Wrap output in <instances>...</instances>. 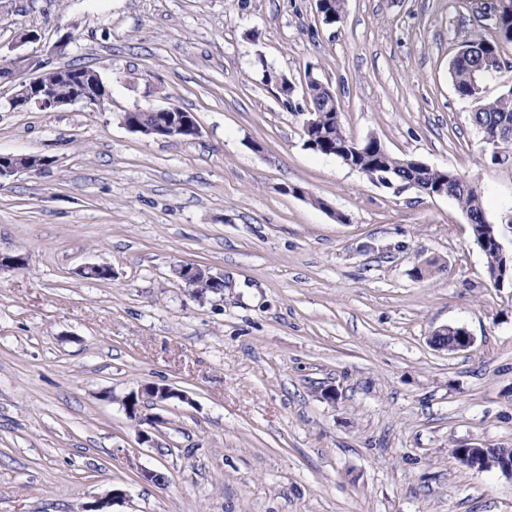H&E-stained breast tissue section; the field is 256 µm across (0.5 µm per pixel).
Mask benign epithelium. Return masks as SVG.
I'll return each mask as SVG.
<instances>
[{
    "instance_id": "obj_1",
    "label": "benign epithelium",
    "mask_w": 512,
    "mask_h": 512,
    "mask_svg": "<svg viewBox=\"0 0 512 512\" xmlns=\"http://www.w3.org/2000/svg\"><path fill=\"white\" fill-rule=\"evenodd\" d=\"M41 69L43 63L33 61L28 55L16 53L15 57L0 65V84L9 83L13 86V93L6 99L4 106L12 111L39 109L51 111L70 104L83 106H104L111 95L110 87L102 75L90 70L87 72H72L68 69L57 70L60 82L72 85L73 92L62 97L55 94L50 88L41 82ZM138 109L128 110L121 115L122 124L134 133H142L160 139L183 138L184 132L193 130V134H199V126L196 118L183 116V109L170 105L153 109L159 114L155 122L144 125L138 119ZM46 160L37 154H2L0 153V180L11 177L19 172H37L45 167ZM173 272L187 287L198 293L194 286L200 282L213 285V291H223L224 278L211 274L207 269L194 263H181L173 268ZM458 341L450 344L448 341H440L439 337L448 334V326L436 329L430 338V344L449 353H455L469 347L473 343V337L464 328H459ZM185 395L167 386L144 384L131 391L125 397V410L129 417L140 422H150L149 417L141 415V402L147 400L154 405H161L171 399H183ZM488 455L485 445L470 444L457 453V459L464 465L481 470L485 467ZM124 498V492L116 489L108 495L99 498L84 512H110V507L116 501Z\"/></svg>"
}]
</instances>
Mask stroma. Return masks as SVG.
<instances>
[{"mask_svg":"<svg viewBox=\"0 0 512 512\" xmlns=\"http://www.w3.org/2000/svg\"><path fill=\"white\" fill-rule=\"evenodd\" d=\"M494 5L346 0L328 25L316 0H8L0 57L41 30L28 53L99 71L112 99L0 111V153L49 161L0 184V254L25 258L0 273V512H83L115 488L111 512H512L511 477L453 455L512 448V288L453 199L305 149L265 77L315 76L353 139L478 183L511 254L512 161L491 162L449 73L494 39ZM170 104L197 137L119 118ZM183 262L223 292L195 297ZM444 325L473 345L433 348ZM149 383L186 398L145 425L123 401ZM173 272L177 278H179L187 288H192V292L202 298L199 295V292L194 286L200 282H208L213 285L214 293H218L223 291L224 288V278L222 276H217L211 274L207 269L202 268L194 263H181L177 264L173 268ZM484 444H470L463 448H459L457 459L464 465L483 470L488 455Z\"/></svg>","mask_w":512,"mask_h":512,"instance_id":"stroma-1","label":"stroma"}]
</instances>
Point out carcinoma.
Masks as SVG:
<instances>
[{
  "instance_id": "1",
  "label": "carcinoma",
  "mask_w": 512,
  "mask_h": 512,
  "mask_svg": "<svg viewBox=\"0 0 512 512\" xmlns=\"http://www.w3.org/2000/svg\"><path fill=\"white\" fill-rule=\"evenodd\" d=\"M495 30L494 40L476 34L466 41L469 54L461 58L453 57L449 66L456 94L470 101L471 111L475 112L474 125L479 127L483 137L489 139L500 134L503 124L512 127V87L492 100L481 95L484 80L504 75L498 65V42H512V0H505L502 5L501 20ZM305 86L308 88L306 111L323 110L329 100L323 83L311 77ZM339 112L340 106L332 104L326 121L316 125L312 133L305 136L304 146L324 156H334L338 150L345 148L352 154L354 165L371 179L388 176L401 183H413L426 196L443 190L467 216L473 239L480 245L486 258L488 277H494L496 271L502 268L504 258L495 249L493 239L498 237V231L496 225L487 221L481 189L453 170L427 168L412 158L392 155L376 136L360 141L352 139L346 132L342 118L337 116Z\"/></svg>"
}]
</instances>
